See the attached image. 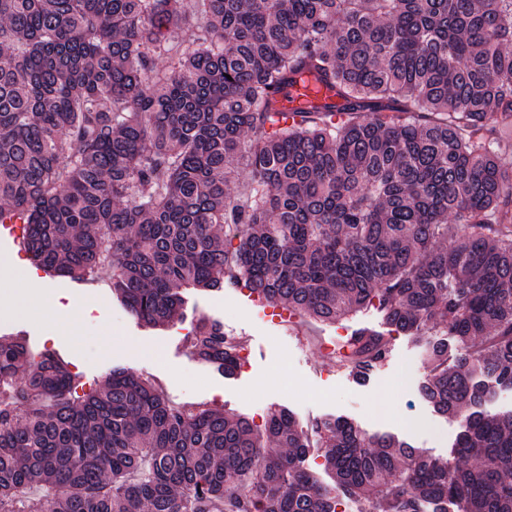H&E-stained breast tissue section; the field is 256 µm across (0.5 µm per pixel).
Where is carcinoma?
I'll return each instance as SVG.
<instances>
[{
    "label": "carcinoma",
    "mask_w": 512,
    "mask_h": 512,
    "mask_svg": "<svg viewBox=\"0 0 512 512\" xmlns=\"http://www.w3.org/2000/svg\"><path fill=\"white\" fill-rule=\"evenodd\" d=\"M309 80L339 103L276 111ZM508 120L512 0H0V224L24 225L37 266L109 274L149 327L187 288L243 283L301 321L372 307L392 332L433 329L419 393L476 457L451 465L340 417L305 428L285 407L266 448L249 419L174 405L143 374L115 369L76 399L59 357L0 336V512H336L339 496L512 512V410L487 409L512 389V171L494 150ZM239 166L244 202L224 179ZM389 344L363 327L343 355L363 368ZM191 350L237 368L218 321H197ZM312 448L333 483L304 468Z\"/></svg>",
    "instance_id": "carcinoma-1"
}]
</instances>
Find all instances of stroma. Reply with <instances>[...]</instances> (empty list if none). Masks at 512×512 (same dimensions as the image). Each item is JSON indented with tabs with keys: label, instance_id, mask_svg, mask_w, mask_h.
Listing matches in <instances>:
<instances>
[{
	"label": "stroma",
	"instance_id": "1",
	"mask_svg": "<svg viewBox=\"0 0 512 512\" xmlns=\"http://www.w3.org/2000/svg\"><path fill=\"white\" fill-rule=\"evenodd\" d=\"M39 279L61 303L79 302V340L57 330V314L48 307L34 316L0 310V335L20 331L34 355L60 354L77 377L75 396L98 389L121 367L151 376L177 405L204 404L248 418L282 405L305 426L342 417L368 433L395 435L444 459L460 431L419 395L429 372L423 338L394 336L387 357L359 381L321 350L325 340L338 336L336 325L309 320L292 326L264 318L262 304L244 287L192 292L172 325L149 328L127 311L107 280L87 284L44 272ZM202 317L219 321L226 334L243 341L248 367L223 376L175 336V329L193 330ZM401 372L403 388H391L390 380ZM380 404L391 405L393 415L377 414Z\"/></svg>",
	"mask_w": 512,
	"mask_h": 512
}]
</instances>
